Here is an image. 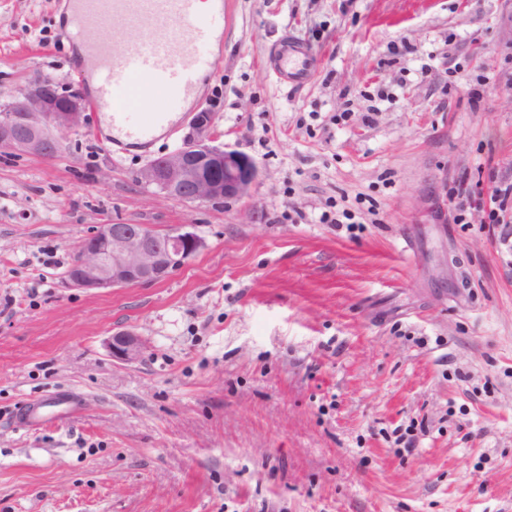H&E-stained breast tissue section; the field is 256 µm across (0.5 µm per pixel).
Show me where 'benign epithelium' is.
I'll list each match as a JSON object with an SVG mask.
<instances>
[{"label": "benign epithelium", "instance_id": "1", "mask_svg": "<svg viewBox=\"0 0 512 512\" xmlns=\"http://www.w3.org/2000/svg\"><path fill=\"white\" fill-rule=\"evenodd\" d=\"M84 100L76 91L59 90L47 76H35L11 101L0 105V154L26 153L54 158L61 135L80 125ZM212 114L195 113L192 133L164 156L151 160L137 181L153 186L164 199L222 204L247 196L259 176L250 156L215 144ZM207 246L196 225L158 232L145 224H97L80 241L64 278L72 288L93 291L150 285L170 278ZM112 359L141 358L142 339L128 330L107 343Z\"/></svg>", "mask_w": 512, "mask_h": 512}]
</instances>
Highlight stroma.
Here are the masks:
<instances>
[{
	"label": "stroma",
	"mask_w": 512,
	"mask_h": 512,
	"mask_svg": "<svg viewBox=\"0 0 512 512\" xmlns=\"http://www.w3.org/2000/svg\"><path fill=\"white\" fill-rule=\"evenodd\" d=\"M66 9L0 0V103L36 75L91 97ZM288 34L312 51L294 88L267 61ZM213 55L151 148L89 109L60 156L0 154V512H512V244L488 219L512 181V0H224ZM202 110L260 168L239 201L136 181ZM108 223L207 247L160 283L69 287ZM121 330L139 361L112 360ZM58 390L76 415L15 423ZM107 347L113 360L132 363L141 358L144 343L134 332L122 330L112 334Z\"/></svg>",
	"instance_id": "stroma-1"
}]
</instances>
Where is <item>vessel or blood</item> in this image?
<instances>
[{"mask_svg":"<svg viewBox=\"0 0 512 512\" xmlns=\"http://www.w3.org/2000/svg\"><path fill=\"white\" fill-rule=\"evenodd\" d=\"M70 4V36L86 53L79 67L92 80L93 103L114 137L145 145L159 130L173 128L174 106L197 93L202 69L198 48L223 29V7H216L203 21L195 0H70ZM105 25L112 28L111 39L86 41L89 30ZM272 62L288 84L313 75L310 54L290 40L281 44ZM132 102L139 105V112H129ZM65 401L62 394L48 395L19 417L28 421L44 413L64 418Z\"/></svg>","mask_w":512,"mask_h":512,"instance_id":"obj_1","label":"vessel or blood"}]
</instances>
